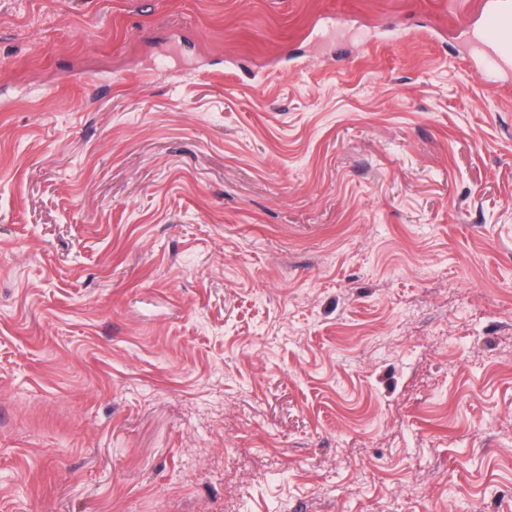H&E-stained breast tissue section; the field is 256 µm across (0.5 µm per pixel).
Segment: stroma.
I'll use <instances>...</instances> for the list:
<instances>
[{"mask_svg": "<svg viewBox=\"0 0 512 512\" xmlns=\"http://www.w3.org/2000/svg\"><path fill=\"white\" fill-rule=\"evenodd\" d=\"M453 0H0V512H512V84Z\"/></svg>", "mask_w": 512, "mask_h": 512, "instance_id": "1", "label": "stroma"}]
</instances>
